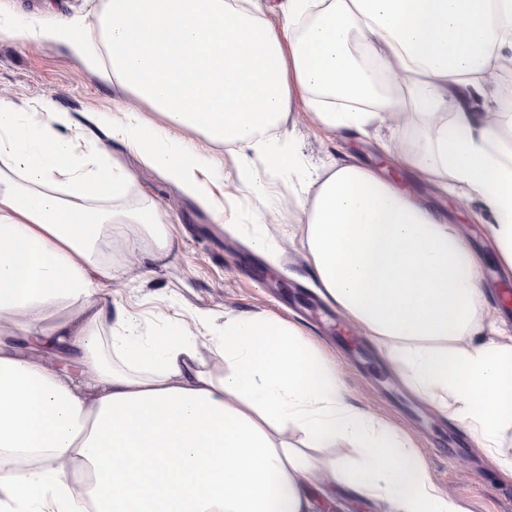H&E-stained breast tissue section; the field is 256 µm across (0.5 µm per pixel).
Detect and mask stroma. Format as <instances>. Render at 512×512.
<instances>
[{"instance_id": "1", "label": "stroma", "mask_w": 512, "mask_h": 512, "mask_svg": "<svg viewBox=\"0 0 512 512\" xmlns=\"http://www.w3.org/2000/svg\"><path fill=\"white\" fill-rule=\"evenodd\" d=\"M0 98L30 116L41 113L44 101H51L54 111L65 113L84 129L90 144L103 146L110 161L133 172L134 182L126 196L114 202V209L154 206L165 214L173 242L170 251L157 256L151 239L140 225H133L137 249L121 262L109 283L112 300L147 320L161 311L184 320L204 314L216 328L225 313L249 312L295 324L333 365L347 386L350 402L408 434L425 460L429 479L457 500L464 512H512V480L503 478L473 446L464 425L440 414L414 392L375 337L354 327L321 294L301 238L288 221L296 196L288 189L287 176L269 180L262 190L247 188L233 146L216 147L200 135L176 131V138L192 141L200 151L215 152L224 162V221L216 223L210 210L144 164L109 129L91 122L92 113L111 111L129 94L82 66L61 46L37 42L18 46L1 40ZM278 134L296 142L312 172L322 173L334 162L371 166L383 176H395L423 202L444 210L481 260L478 324L512 331V306L504 302L512 281L502 280L496 255L482 225L474 222L473 205L463 193H439L406 168L391 171L374 137L322 131L302 112L291 113ZM256 215L264 216L270 232L279 238L284 250L280 262L252 250L243 226Z\"/></svg>"}]
</instances>
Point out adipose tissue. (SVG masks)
I'll use <instances>...</instances> for the list:
<instances>
[{
	"mask_svg": "<svg viewBox=\"0 0 512 512\" xmlns=\"http://www.w3.org/2000/svg\"><path fill=\"white\" fill-rule=\"evenodd\" d=\"M251 0H108L97 25L61 14L18 19L0 0V38L66 47L124 88L131 107L93 113L223 220V165L170 128L264 154L250 186L285 174L301 188L296 230L325 295L375 336L407 384L464 423L512 479V334L480 335V260L446 217L371 167L310 175L279 138L288 112L367 134L402 112L424 129L412 167L441 191L467 190L512 279V101H488L512 60V0H281V22ZM161 113L165 125L141 109ZM133 176L59 112L32 120L0 99V512H318L326 474L395 512H461L426 476L411 441L349 402L333 367L295 327L228 312L206 367L189 322L156 327L103 294L98 241L134 251L141 225L172 242L155 208L116 212ZM61 318L52 311L61 303ZM79 365L57 369L54 357ZM360 458L319 472L282 432Z\"/></svg>",
	"mask_w": 512,
	"mask_h": 512,
	"instance_id": "obj_1",
	"label": "adipose tissue"
}]
</instances>
